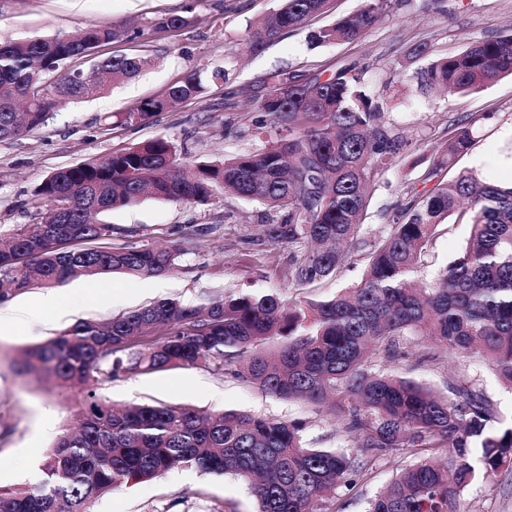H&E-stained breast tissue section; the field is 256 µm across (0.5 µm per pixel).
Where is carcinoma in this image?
I'll list each match as a JSON object with an SVG mask.
<instances>
[{
	"label": "carcinoma",
	"instance_id": "cac0c4a2",
	"mask_svg": "<svg viewBox=\"0 0 512 512\" xmlns=\"http://www.w3.org/2000/svg\"><path fill=\"white\" fill-rule=\"evenodd\" d=\"M334 0H281L251 35L262 52ZM365 0L358 12L312 28L310 44L352 43L382 21L393 4ZM125 28L99 25L0 44V139L41 127L58 99L85 100L108 84L135 77L148 64L119 55L86 68L73 60L117 40ZM363 69L338 60L330 73L304 81L280 71L267 81L258 111L269 116L259 134L275 145L222 160L188 164L163 138L49 173L36 188L47 212L18 224L0 246V304L35 285L81 274L159 275L177 270L183 245L112 247V225L94 214L145 196L205 203L218 191L268 210L265 237L298 248L289 277L313 286L335 276L352 255L367 269L357 285L329 301L290 306L273 293L214 295L200 304L175 298L105 322L78 321L20 354L22 374H36L57 392L82 395L81 423L63 432L26 488L0 487V512H92L113 490L158 478L175 467L244 479L257 512H331L336 488L393 451L421 460L403 469L368 512H460L464 490L482 472L512 460V427L495 430L492 402L465 380L448 384L443 400L381 364L410 336L427 339V359L481 356L512 387V187L460 172L447 177L472 143L469 124L448 130L422 183L398 211L390 233H362L375 176L403 156L405 138L383 123L366 92ZM512 75V33L476 41L432 61L426 84L461 96ZM231 80L230 69L203 67L174 82L165 97L123 113L142 123L152 114L205 96ZM292 87L285 97L276 93ZM470 226L462 251L429 286L418 288L422 256L447 218ZM224 366L235 377L279 398L325 412L361 442L358 451L311 446L305 423L226 411L209 416L183 404L118 406L99 386L124 373Z\"/></svg>",
	"mask_w": 512,
	"mask_h": 512
}]
</instances>
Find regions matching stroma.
Segmentation results:
<instances>
[{
  "label": "stroma",
  "mask_w": 512,
  "mask_h": 512,
  "mask_svg": "<svg viewBox=\"0 0 512 512\" xmlns=\"http://www.w3.org/2000/svg\"><path fill=\"white\" fill-rule=\"evenodd\" d=\"M279 0H0V42L55 32L74 34L111 24L142 28L131 41L98 48V57L143 55L149 63L134 78L109 87L103 94L67 102L49 112L39 129L0 140V235L16 225L33 224L44 207L34 196L43 179L57 169L137 145L158 137L172 140L182 157L221 158L258 150L266 138L254 128L264 119L255 99L265 91L267 77L277 71L305 76L351 58L363 67V81L383 104L382 119L405 136L408 148L400 163L376 177L375 192L363 226L366 236L390 231L396 208L406 203L424 165L419 159L446 141L449 124L474 119L473 145L456 169L488 175L491 161L504 147L501 127L512 124V77H504L467 97L422 94L416 75L428 66L413 57V44L429 42L434 56L461 50L468 44L512 29V0H447L448 12L423 10V0L394 6L383 21L359 41L311 48L307 29L254 54L250 35L259 21L276 9ZM191 14L192 25L172 30L162 20ZM235 67L231 88L211 86L205 98L191 99L175 109L156 113L146 123L116 124V113L162 98L168 87L193 69ZM484 155L486 164L474 163ZM265 208L247 199L217 193L205 204L144 198L134 205L99 215L112 225V245L134 248L181 241L179 268L154 276V285L141 287L140 276L106 272L75 277L51 286H36L0 305V486L17 487L39 480V465L67 426L76 421L79 394L47 390L34 376H17L13 363L21 349L56 336L81 320H106L177 297L204 302L227 291L278 294L289 303L327 301L341 289L360 283L365 257L348 259L336 276L319 284L300 286L288 278L293 249L264 237ZM469 237L464 224L445 223L424 258L420 277L428 281L454 258ZM112 287L109 299L90 290ZM59 300L55 310L41 308L44 296ZM388 372L447 394L449 381L462 378L483 391L497 408L495 427L512 425V389L501 384L477 357L448 356L427 361L418 341L402 345L386 362ZM102 398L117 403L186 404L198 410L238 411L305 421L307 435L323 448L352 450L354 440L323 413L309 406L266 394L256 386L215 368H175L148 374H124L103 385ZM408 450L391 453L367 475L335 494L336 512H367L369 501L401 468L416 462ZM255 501L246 484L231 475H204L179 468L163 477L131 484L98 499L93 512H253ZM460 512H512V463L488 477H478L463 494Z\"/></svg>",
  "instance_id": "obj_1"
}]
</instances>
